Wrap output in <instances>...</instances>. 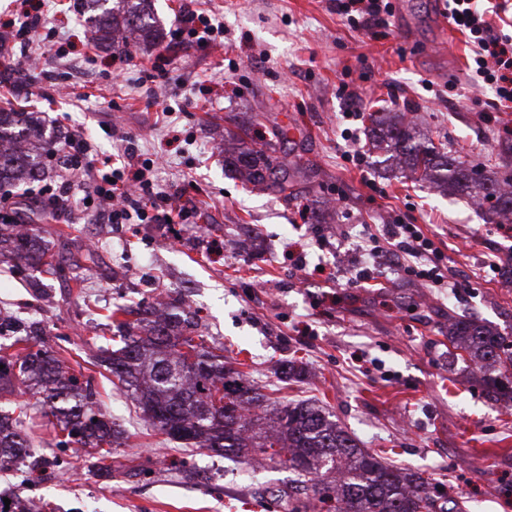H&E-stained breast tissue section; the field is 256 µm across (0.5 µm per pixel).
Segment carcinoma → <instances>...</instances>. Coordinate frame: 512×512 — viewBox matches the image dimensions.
Returning <instances> with one entry per match:
<instances>
[{
  "label": "carcinoma",
  "mask_w": 512,
  "mask_h": 512,
  "mask_svg": "<svg viewBox=\"0 0 512 512\" xmlns=\"http://www.w3.org/2000/svg\"><path fill=\"white\" fill-rule=\"evenodd\" d=\"M86 23L97 44L132 47L140 40L159 42L163 31L152 22L147 0H120L115 11L109 0H83ZM371 145L393 152L410 173L457 188L479 202L492 203L502 222L512 221V173L499 176L468 156L447 147L421 142L413 124L395 112L368 114ZM63 143L44 137L30 112L0 108V187L18 178L41 177L42 158H51ZM272 144L238 149L232 163L242 180L254 186L288 189L290 174L275 161ZM19 259L34 261L54 276L58 268L43 255L18 247ZM120 336V348L109 357L108 369L151 425L187 447L197 446L228 459L249 458L281 465L309 492L306 506L288 503L289 512H444L437 509L429 483L416 471L389 466L343 429L320 405L288 403L260 415L266 394L245 373L224 362L222 348L187 332V320L167 315L159 320L142 308ZM12 336L23 347L0 355V388L19 383L37 385L57 430V445L104 449L121 438L96 409L91 384L60 373L64 361L42 346L29 344L27 327L0 317V336ZM448 352L472 364L476 384L496 400L512 401V342L496 329L465 315H452ZM35 436L23 431L20 417L0 414V462L18 458L33 447Z\"/></svg>",
  "instance_id": "carcinoma-1"
}]
</instances>
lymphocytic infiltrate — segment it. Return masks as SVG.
Returning a JSON list of instances; mask_svg holds the SVG:
<instances>
[{"label":"lymphocytic infiltrate","mask_w":512,"mask_h":512,"mask_svg":"<svg viewBox=\"0 0 512 512\" xmlns=\"http://www.w3.org/2000/svg\"><path fill=\"white\" fill-rule=\"evenodd\" d=\"M336 9L352 26L381 30L388 28L392 14L388 0H336ZM505 9L502 2L485 11L478 8L476 0H448V21L464 35L469 49L467 68L494 92L486 104L490 112L512 107V40L502 36L493 21ZM223 34L222 26L188 7L171 30L170 40L204 44ZM65 153L75 158L80 180L61 183L57 193L50 195L48 205L56 211H70L84 197L95 204L108 203L107 221L111 224H163L172 218L185 221L192 215L190 209L175 207V194L155 190L153 160L112 167L109 158L99 157L91 141L80 132L67 138ZM362 249L375 261L389 253L400 256V270L406 276L436 285L446 283L453 289L463 286L462 281L449 279L443 253L419 225L396 220L385 225L381 234H370Z\"/></svg>","instance_id":"obj_1"}]
</instances>
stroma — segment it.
Returning a JSON list of instances; mask_svg holds the SVG:
<instances>
[{"instance_id": "stroma-1", "label": "stroma", "mask_w": 512, "mask_h": 512, "mask_svg": "<svg viewBox=\"0 0 512 512\" xmlns=\"http://www.w3.org/2000/svg\"><path fill=\"white\" fill-rule=\"evenodd\" d=\"M446 0H392L381 35L351 27L333 0H153L163 30L186 5L224 24L207 47L161 42L133 60L93 46L80 0H48L57 43L32 32L34 73L0 100L39 113L47 136L80 130L123 165L127 143L154 159L153 179L184 189V224H115L96 213L62 215L43 190L57 167L14 190V215L64 268L30 288L34 268L0 262V313L39 322L71 374L92 379L103 413L125 444L100 456L56 447L46 406L30 402L41 441L31 460L0 469V501L33 498L41 512H288L292 474L248 473L186 448L152 428L112 384L99 359L118 305L163 290L191 299L197 332L263 386L268 409L306 401L332 412L361 446L420 471L462 512H512V402H494L465 363L448 354V314L467 313L512 334V224L489 223L461 195H444L394 172L369 151L366 112L415 113L421 131L469 159L501 166L512 148V111L487 112L488 86L472 82L464 37L441 40ZM160 76L142 81V68ZM357 88L362 116L345 119L342 83ZM278 139L301 172L288 194L246 187L224 165L219 144L235 122ZM361 154L363 164L351 162ZM421 225L449 271L470 280L461 293L378 268L377 283L353 282L366 264V225L395 216ZM322 272H315V265ZM307 365L306 378L288 363Z\"/></svg>"}]
</instances>
